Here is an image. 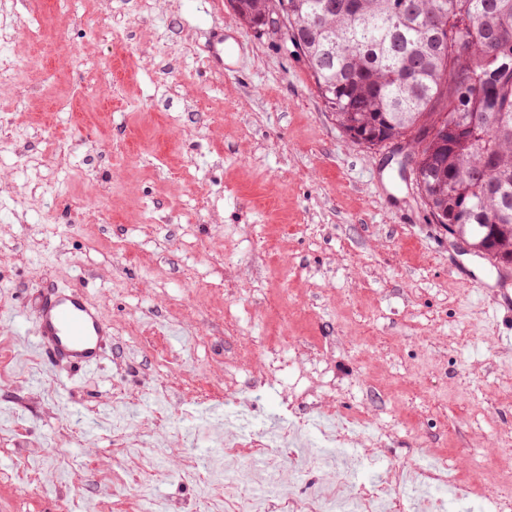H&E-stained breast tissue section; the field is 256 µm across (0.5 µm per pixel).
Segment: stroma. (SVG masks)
I'll list each match as a JSON object with an SVG mask.
<instances>
[{"mask_svg":"<svg viewBox=\"0 0 512 512\" xmlns=\"http://www.w3.org/2000/svg\"><path fill=\"white\" fill-rule=\"evenodd\" d=\"M0 39L28 64L0 79V512H145L119 458L216 447L231 396L273 430L290 403L363 415L357 483L443 458L454 512H512V275L348 140L291 43L227 0H0ZM55 285L112 326L94 372L32 347ZM158 494L205 512L202 483Z\"/></svg>","mask_w":512,"mask_h":512,"instance_id":"stroma-1","label":"stroma"}]
</instances>
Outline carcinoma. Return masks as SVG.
<instances>
[{
	"label": "carcinoma",
	"mask_w": 512,
	"mask_h": 512,
	"mask_svg": "<svg viewBox=\"0 0 512 512\" xmlns=\"http://www.w3.org/2000/svg\"><path fill=\"white\" fill-rule=\"evenodd\" d=\"M229 2L255 29L275 7L342 131L405 141L430 214L512 269V0Z\"/></svg>",
	"instance_id": "carcinoma-1"
}]
</instances>
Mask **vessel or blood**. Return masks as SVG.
<instances>
[{
  "label": "vessel or blood",
  "instance_id": "1",
  "mask_svg": "<svg viewBox=\"0 0 512 512\" xmlns=\"http://www.w3.org/2000/svg\"><path fill=\"white\" fill-rule=\"evenodd\" d=\"M33 345L47 361L64 360L80 369L97 368L112 331L100 306L78 286L46 292L36 310Z\"/></svg>",
  "mask_w": 512,
  "mask_h": 512
}]
</instances>
